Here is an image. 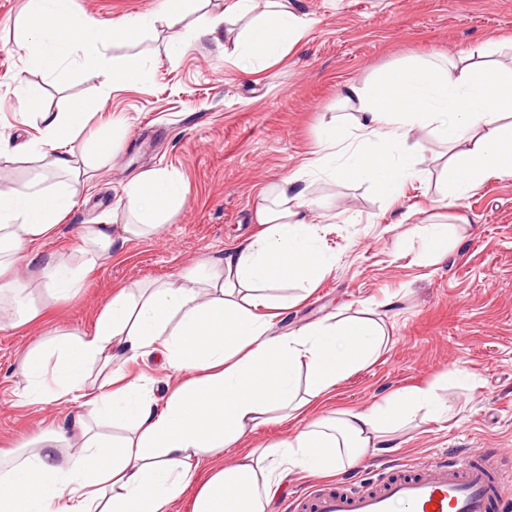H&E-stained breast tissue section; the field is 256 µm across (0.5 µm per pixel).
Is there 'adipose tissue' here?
<instances>
[{
  "label": "adipose tissue",
  "mask_w": 512,
  "mask_h": 512,
  "mask_svg": "<svg viewBox=\"0 0 512 512\" xmlns=\"http://www.w3.org/2000/svg\"><path fill=\"white\" fill-rule=\"evenodd\" d=\"M194 2L163 0L159 17L173 44L233 38L250 72L285 57L306 24L289 0H265L260 9L255 0H233L191 27L185 19ZM22 14L12 50L45 75L74 65L96 70L107 87L142 78V66L118 68L90 50L109 36L139 42L147 20L120 21L107 35L96 17H75L72 0H25ZM496 54L487 45L445 62L405 60L368 82L343 84L340 99L354 111L351 122L327 123L314 158L260 189V235L225 250L223 258L199 260L181 283L119 289L92 331L62 334L30 350L20 369L22 396L32 404L78 403L82 409L0 475V512H170L192 484V512H264L271 463L332 474L369 451L391 448L397 431L414 418L447 420L449 407L432 385L394 392L366 411L305 418L310 400L373 363L390 336L367 315L276 336L265 312L292 304L271 294L276 282H295L307 293L333 264L314 235L312 214L323 206L310 194L314 181L366 182L380 198L398 199L419 175L403 147L417 129L450 151L442 181L454 197L490 176L512 175V67ZM39 120L37 136L22 147L38 160L39 179L0 193V299L17 301L0 310V328L40 319L38 308L18 301L27 285L14 274L16 263L34 268L56 300L75 295L84 276L67 261L44 258L36 244L78 205L74 190L58 183L45 187L41 179L79 175L68 146L86 126L88 106L76 100L69 111L43 112ZM187 192L173 172H141L123 190L130 221L116 230L89 227L82 241L98 257L111 258L129 237L157 233ZM151 351L178 375L161 400L115 366ZM95 366L111 375L91 388L86 380ZM277 409L303 420L291 438L198 475L199 458L233 447ZM93 419L126 433L95 432ZM72 436L79 446L60 454L61 443Z\"/></svg>",
  "instance_id": "1"
}]
</instances>
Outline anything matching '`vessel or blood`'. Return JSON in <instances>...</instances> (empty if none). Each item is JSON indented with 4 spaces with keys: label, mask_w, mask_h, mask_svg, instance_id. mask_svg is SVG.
<instances>
[{
    "label": "vessel or blood",
    "mask_w": 512,
    "mask_h": 512,
    "mask_svg": "<svg viewBox=\"0 0 512 512\" xmlns=\"http://www.w3.org/2000/svg\"><path fill=\"white\" fill-rule=\"evenodd\" d=\"M512 473L491 452L440 460L410 474L389 471L373 482L344 491L334 484L314 485L292 497L289 512H512L506 487Z\"/></svg>",
    "instance_id": "obj_1"
}]
</instances>
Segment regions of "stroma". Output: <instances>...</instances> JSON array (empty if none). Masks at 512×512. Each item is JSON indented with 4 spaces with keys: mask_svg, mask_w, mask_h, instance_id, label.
Returning <instances> with one entry per match:
<instances>
[{
    "mask_svg": "<svg viewBox=\"0 0 512 512\" xmlns=\"http://www.w3.org/2000/svg\"><path fill=\"white\" fill-rule=\"evenodd\" d=\"M162 0H73L79 14L114 22L157 13ZM22 0H0V192L31 180L37 161L12 148L36 135L38 112L68 111L73 100L94 116L71 143L82 156L92 131L122 124L110 161L87 169L74 187L81 203L39 249L73 266L91 265L79 292L52 300L31 287L26 300L42 308L41 322L0 330V449L38 439L70 406H39L18 395L25 352L49 333L90 330L115 290L134 284L178 281L198 258L218 259L257 234L259 189L297 170L318 149L325 122L342 114L340 86L369 81L388 65L479 47L491 36L512 38V0H293L309 24L283 59L246 73L237 54L210 41L185 51L172 48L162 23L135 45L106 42L115 63H140L134 84L104 87L91 68L49 77L12 52ZM38 92L23 102L18 84ZM406 149L419 179L396 202L382 200L368 183L320 179L311 186L331 218L317 234L334 263L301 303L272 317V331L289 330L338 314L371 309L390 331L381 356L340 382L313 407L314 414L365 410L388 393L437 384L448 401L447 421L414 420L396 435L397 446L336 474L358 483L380 468L418 467L461 454L498 453L512 463V176L492 177L445 207L438 145L413 131ZM158 168L182 176L188 197L162 231L130 238L103 263L82 251L79 235L94 224L123 223L124 184ZM466 217L445 259L427 264L413 224L438 212ZM471 378L458 380L457 370Z\"/></svg>",
    "mask_w": 512,
    "mask_h": 512,
    "instance_id": "obj_1",
    "label": "stroma"
}]
</instances>
